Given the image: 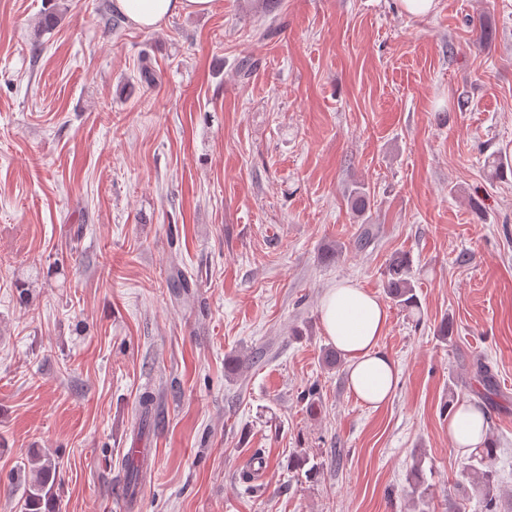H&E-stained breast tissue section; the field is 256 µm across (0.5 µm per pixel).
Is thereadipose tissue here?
Here are the masks:
<instances>
[{
  "label": "adipose tissue",
  "mask_w": 512,
  "mask_h": 512,
  "mask_svg": "<svg viewBox=\"0 0 512 512\" xmlns=\"http://www.w3.org/2000/svg\"><path fill=\"white\" fill-rule=\"evenodd\" d=\"M214 0H113L115 9L138 29H156L178 14L210 12ZM320 315L324 332L346 363L347 386L367 407L377 409L393 396L398 369L381 341L388 324L379 298L348 281L324 293ZM448 434L459 453L488 443L487 424L471 402L458 403L448 418Z\"/></svg>",
  "instance_id": "ef3b65f1"
}]
</instances>
